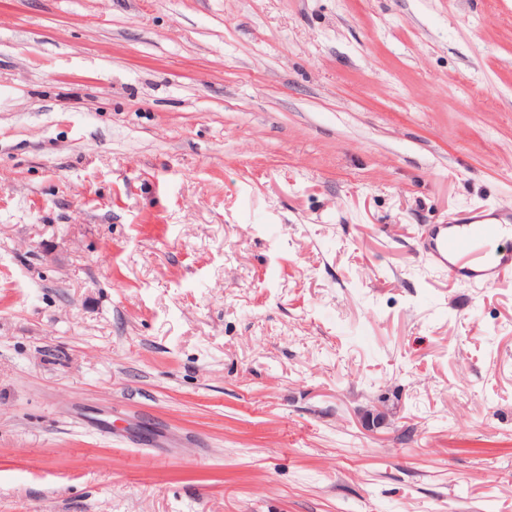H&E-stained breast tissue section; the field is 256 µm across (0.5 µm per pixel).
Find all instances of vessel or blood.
<instances>
[{
  "instance_id": "b4317fda",
  "label": "vessel or blood",
  "mask_w": 512,
  "mask_h": 512,
  "mask_svg": "<svg viewBox=\"0 0 512 512\" xmlns=\"http://www.w3.org/2000/svg\"><path fill=\"white\" fill-rule=\"evenodd\" d=\"M422 254L457 280L512 288V213L479 210L434 225L422 241Z\"/></svg>"
}]
</instances>
